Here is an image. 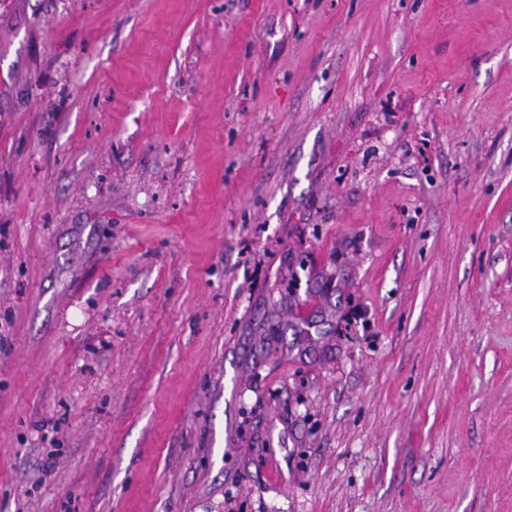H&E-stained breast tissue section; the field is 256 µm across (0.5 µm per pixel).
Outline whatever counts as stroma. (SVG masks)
Here are the masks:
<instances>
[{
  "instance_id": "stroma-1",
  "label": "stroma",
  "mask_w": 512,
  "mask_h": 512,
  "mask_svg": "<svg viewBox=\"0 0 512 512\" xmlns=\"http://www.w3.org/2000/svg\"><path fill=\"white\" fill-rule=\"evenodd\" d=\"M0 512H512V0H0Z\"/></svg>"
}]
</instances>
